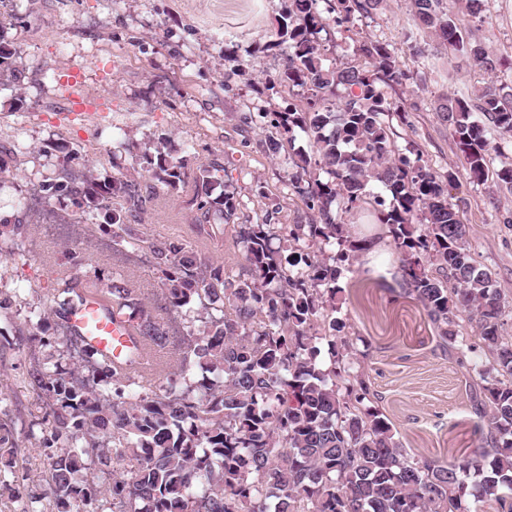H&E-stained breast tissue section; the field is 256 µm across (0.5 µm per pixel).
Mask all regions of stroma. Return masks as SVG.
<instances>
[{
	"mask_svg": "<svg viewBox=\"0 0 512 512\" xmlns=\"http://www.w3.org/2000/svg\"><path fill=\"white\" fill-rule=\"evenodd\" d=\"M284 0H0V32L21 53L27 104L16 110L0 92V217L31 226V255L0 263V280L28 299L30 285L50 280L65 265L63 245L95 240V261L113 266L112 249L88 224H49L14 206L37 192L68 146L73 166L94 162L112 169V146L128 138L139 144L168 134L176 152L191 150V164L219 160L240 195L251 222L306 224L311 213L284 186L287 170L268 154L273 129L257 111L287 110V86L275 84L285 59L273 48ZM452 10L458 25L473 31L494 54L512 55V0H488L486 20L474 24L461 0ZM403 0H391L375 20L363 22V36L388 42L411 74L397 93L408 122L397 125L398 145L414 142L431 166H460L433 105L438 97L480 85L477 69L450 72L427 67L405 37ZM79 79L89 96L110 103V111L78 114L70 109L66 84ZM464 221L475 259L490 268L512 302V224L498 221L512 208V194L493 184L462 183ZM135 222L140 235L191 238L193 215L184 193L157 191ZM341 312L353 335L371 345L365 368L380 410L415 459L460 461L477 445L474 417L465 394L464 370L456 357L437 347L433 326L402 281L399 263L386 242H377L362 263L339 281ZM27 350L6 361L0 389L14 415L43 421L46 408L21 367Z\"/></svg>",
	"mask_w": 512,
	"mask_h": 512,
	"instance_id": "35a3bbf8",
	"label": "stroma"
}]
</instances>
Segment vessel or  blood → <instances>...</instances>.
I'll list each match as a JSON object with an SVG mask.
<instances>
[{"instance_id": "obj_1", "label": "vessel or blood", "mask_w": 512, "mask_h": 512, "mask_svg": "<svg viewBox=\"0 0 512 512\" xmlns=\"http://www.w3.org/2000/svg\"><path fill=\"white\" fill-rule=\"evenodd\" d=\"M69 323L85 342L114 361H121L131 347L127 328L105 315L97 299L84 298L70 315Z\"/></svg>"}]
</instances>
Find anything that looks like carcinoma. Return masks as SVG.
<instances>
[{
  "instance_id": "carcinoma-1",
  "label": "carcinoma",
  "mask_w": 512,
  "mask_h": 512,
  "mask_svg": "<svg viewBox=\"0 0 512 512\" xmlns=\"http://www.w3.org/2000/svg\"><path fill=\"white\" fill-rule=\"evenodd\" d=\"M324 3V11L317 5ZM408 34L436 44L428 68L465 61L486 74L504 60L463 33L447 0H404ZM273 46L287 57L281 80L298 89L270 125L307 138L311 152L284 158L289 191L312 212L307 224H253L216 162L189 167L161 133L134 164L109 176L88 162L55 165L40 186L71 200L62 224H93L112 254L135 256L162 285L165 320L122 271L112 275L84 249L64 247L73 274L53 277L36 301L0 283V310L14 309L15 333L30 352L27 376L48 410V430L24 432L44 458L28 483L0 479L15 512H512V337L506 299L476 262L462 200L449 188L492 179L512 188V163L490 170L492 139L512 140V86L487 82L456 92L434 111L448 128L462 169L435 171L412 144L400 147L393 121L407 115L392 91L411 79L391 45L355 38L351 62L327 58L320 33L384 13L389 0H288ZM20 51L0 33V91L25 104ZM176 191L193 183L187 240H145L130 217L153 200L148 183ZM376 214L402 278L421 303L438 348L459 359L469 385L478 445L460 462H420L403 448L377 404L336 296L342 269L373 241L351 233L343 214ZM229 231L242 248L227 270L205 248ZM27 225L12 227L0 259L27 257ZM97 298L111 317L132 319L138 349L116 363L66 324L75 299ZM475 328L469 343L462 324ZM166 350L139 369L142 353ZM10 410L0 413V464L17 468Z\"/></svg>"
}]
</instances>
